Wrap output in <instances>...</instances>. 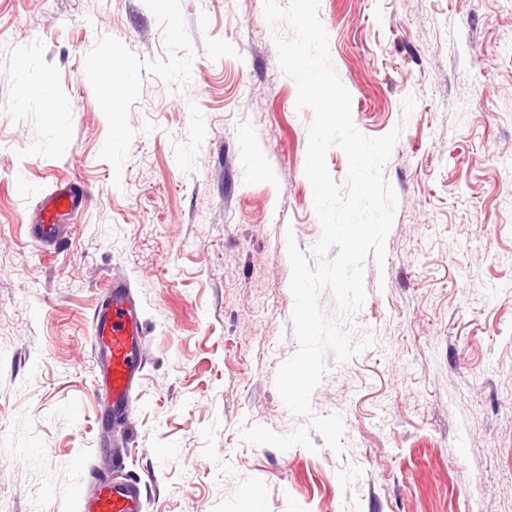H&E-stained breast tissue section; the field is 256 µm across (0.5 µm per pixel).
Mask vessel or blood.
I'll return each mask as SVG.
<instances>
[{
    "mask_svg": "<svg viewBox=\"0 0 512 512\" xmlns=\"http://www.w3.org/2000/svg\"><path fill=\"white\" fill-rule=\"evenodd\" d=\"M87 189L72 182L57 183L42 199L40 219L33 227L37 240L57 242L65 224L85 206ZM147 328L124 276L113 274L94 312L90 346L95 359L96 390L105 392L110 405L101 420L102 447H109L114 428L132 425V395L145 358ZM122 458L109 457L106 467L89 473L81 492L80 512H142L143 486L117 477Z\"/></svg>",
    "mask_w": 512,
    "mask_h": 512,
    "instance_id": "vessel-or-blood-1",
    "label": "vessel or blood"
}]
</instances>
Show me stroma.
<instances>
[{
    "mask_svg": "<svg viewBox=\"0 0 512 512\" xmlns=\"http://www.w3.org/2000/svg\"><path fill=\"white\" fill-rule=\"evenodd\" d=\"M318 15L355 127L400 131L385 259L348 325L374 342L311 397L343 417L339 454L239 438L305 423L275 386L298 348L287 240L322 235L313 112L263 0H0V512H79L88 327L116 268L149 331L122 450L143 512H512V0ZM60 180L90 197L47 249L31 227Z\"/></svg>",
    "mask_w": 512,
    "mask_h": 512,
    "instance_id": "1",
    "label": "stroma"
}]
</instances>
